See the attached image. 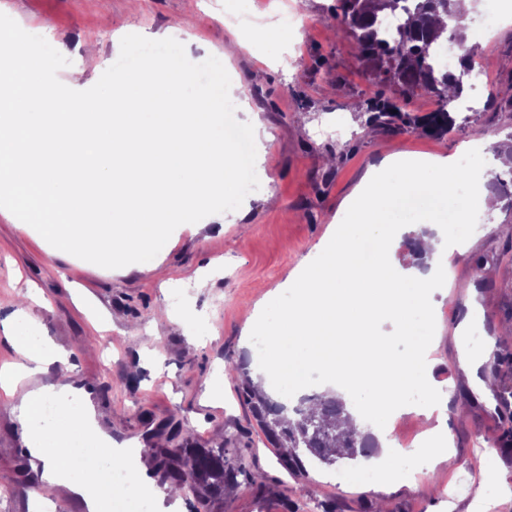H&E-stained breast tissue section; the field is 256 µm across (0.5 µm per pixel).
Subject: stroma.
Wrapping results in <instances>:
<instances>
[{
	"instance_id": "stroma-1",
	"label": "stroma",
	"mask_w": 512,
	"mask_h": 512,
	"mask_svg": "<svg viewBox=\"0 0 512 512\" xmlns=\"http://www.w3.org/2000/svg\"><path fill=\"white\" fill-rule=\"evenodd\" d=\"M0 12L21 25H45L70 64L58 73L67 81L80 69L93 86L119 56L120 40L135 33L168 34L187 43L194 56L210 54L239 86L245 104L237 120L257 118L268 137L255 169L258 190L225 225L177 227L158 267L149 263L105 269L67 253H53L31 226L0 209V361L14 362L7 341L10 315L29 292L48 299L32 306L38 333L71 351L73 399L89 402L97 428L123 453L128 473L152 489L154 512H195L191 493L170 498L154 477L150 457L159 424L180 426L181 438L202 448L227 447V459L265 476L263 486L247 481L225 491L213 512H512V453L498 450L501 420L488 419L485 406L512 391V371H501L488 389L463 376L466 358L491 365L512 354V342L488 349L486 336L512 325V261L504 259L512 237V211L497 208L476 223L449 228L468 239L464 253L440 259L444 290L434 294L423 317L431 322V378L400 396L398 431H387L370 460L312 465L295 478L278 463L277 451L238 395L227 371L256 340L248 313L273 324L296 295L283 289L290 273L302 271L326 244L341 210L367 175L387 155L404 160L457 156L462 166L483 172L500 168L498 157L481 146H502L512 132V114L494 111L493 101L512 98V21L487 28L468 24L469 47L478 49L491 70L488 99L473 103L467 121L442 137L380 128L365 130L347 120L355 103L380 92L358 61L352 41L337 31L336 0H0ZM293 12L305 24L297 38L269 44L253 38L256 27L274 25ZM249 42L241 50L240 42ZM205 287H197L199 276ZM458 289L450 298V289ZM178 315L165 335L152 334L158 305ZM411 313V320H418ZM223 382L224 399L208 402V385ZM444 405L458 467L427 471L415 450L400 462L412 480L391 481L384 464L398 438L422 428V410ZM23 426L15 406L0 402V512H41L40 498L26 496L32 474L22 450ZM377 469L375 489L351 487L349 476ZM489 488L484 504L465 490L474 478Z\"/></svg>"
}]
</instances>
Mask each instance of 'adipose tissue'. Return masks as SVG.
Wrapping results in <instances>:
<instances>
[{
	"instance_id": "obj_1",
	"label": "adipose tissue",
	"mask_w": 512,
	"mask_h": 512,
	"mask_svg": "<svg viewBox=\"0 0 512 512\" xmlns=\"http://www.w3.org/2000/svg\"><path fill=\"white\" fill-rule=\"evenodd\" d=\"M380 167L384 176L370 177L346 205L331 244L320 248L314 264L289 279V287L297 293L295 304L281 308L274 325L257 324L252 317L247 320L269 342L262 384L278 380L299 391L319 372L339 392L367 387L359 408L375 418L388 411L390 401L413 383L428 380L431 373L425 327L405 320L404 315L410 309L425 308L435 279L430 273L405 277L386 263L388 245L400 230L398 216L415 205L424 208L421 224L431 233L424 236L423 247L431 258L440 257L446 249L463 250L464 239L445 245L433 230L444 220L466 223V212L456 207L455 200L459 185L468 179L451 156L427 163H401L387 157ZM431 168L440 171V179L428 177ZM365 238L376 243L373 257L362 253ZM387 316L400 319L408 346L398 359L389 355V339L378 329ZM13 321L20 330L10 341L25 361L0 372V389L30 426L31 454L42 461L43 476L51 484L82 494L90 512H110L120 489L111 484L108 468L92 457L81 467L72 464L77 453L75 437L84 435L93 423L88 408L63 406L54 432L36 427L42 404L70 388L73 367L68 351L41 343L29 308L17 309ZM50 368L56 371L54 383L25 389L24 379ZM423 426L425 435L438 440L437 446L421 451L428 470L454 467L456 458L447 450L452 436L442 416L426 411Z\"/></svg>"
}]
</instances>
